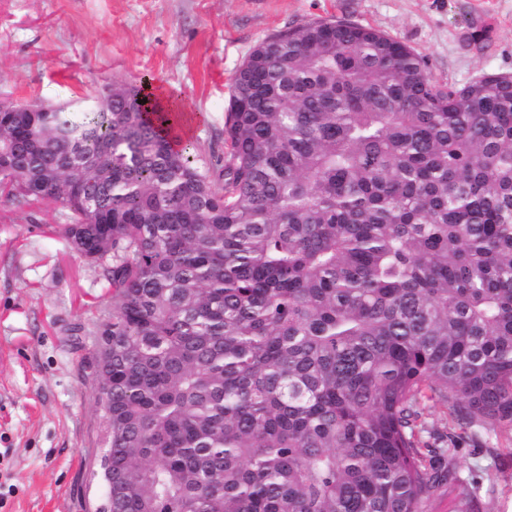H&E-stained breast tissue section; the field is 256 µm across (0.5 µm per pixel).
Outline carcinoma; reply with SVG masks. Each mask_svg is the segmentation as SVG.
<instances>
[{"mask_svg":"<svg viewBox=\"0 0 512 512\" xmlns=\"http://www.w3.org/2000/svg\"><path fill=\"white\" fill-rule=\"evenodd\" d=\"M183 120L114 81L79 119L0 125V192L52 198L112 286V512H485L424 405L512 443V76L439 83L319 20L236 71L224 155L174 141Z\"/></svg>","mask_w":512,"mask_h":512,"instance_id":"carcinoma-1","label":"carcinoma"}]
</instances>
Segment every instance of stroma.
<instances>
[{
    "label": "stroma",
    "mask_w": 512,
    "mask_h": 512,
    "mask_svg": "<svg viewBox=\"0 0 512 512\" xmlns=\"http://www.w3.org/2000/svg\"><path fill=\"white\" fill-rule=\"evenodd\" d=\"M348 19L463 86L512 75V0H0V101L94 100L106 83L158 85L184 136L224 152L231 78L253 47L307 22ZM58 206L0 195V512H94L101 411L90 369L112 310L98 268L71 252ZM495 436L459 444L461 478L494 468Z\"/></svg>",
    "instance_id": "obj_1"
}]
</instances>
